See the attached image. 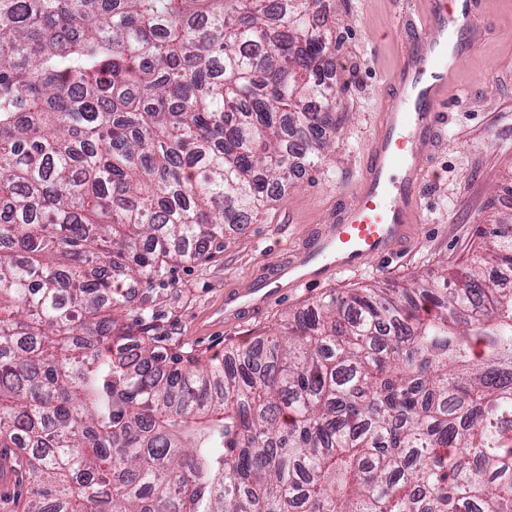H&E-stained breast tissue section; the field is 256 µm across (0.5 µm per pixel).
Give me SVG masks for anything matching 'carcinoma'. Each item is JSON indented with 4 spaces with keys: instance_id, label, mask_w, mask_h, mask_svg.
<instances>
[{
    "instance_id": "1",
    "label": "carcinoma",
    "mask_w": 512,
    "mask_h": 512,
    "mask_svg": "<svg viewBox=\"0 0 512 512\" xmlns=\"http://www.w3.org/2000/svg\"><path fill=\"white\" fill-rule=\"evenodd\" d=\"M323 0H0V448L23 512H512V213L220 359L128 290L334 144Z\"/></svg>"
}]
</instances>
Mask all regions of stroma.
Segmentation results:
<instances>
[{"instance_id":"1","label":"stroma","mask_w":512,"mask_h":512,"mask_svg":"<svg viewBox=\"0 0 512 512\" xmlns=\"http://www.w3.org/2000/svg\"><path fill=\"white\" fill-rule=\"evenodd\" d=\"M336 32V142L317 165L297 169L245 232L224 246L131 291L148 307L145 333L169 352L206 359L278 328L285 314L336 289L404 283L416 275L461 272L485 245L488 224L512 211V0H480L486 37L462 48L448 89L447 143L430 160L423 221L409 249L384 263L292 289L261 314L224 320V297L271 274L275 259L301 248L307 233L344 201L361 173L375 114L400 63L414 15L409 0H327Z\"/></svg>"}]
</instances>
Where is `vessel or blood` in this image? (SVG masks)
Here are the masks:
<instances>
[{
    "mask_svg": "<svg viewBox=\"0 0 512 512\" xmlns=\"http://www.w3.org/2000/svg\"><path fill=\"white\" fill-rule=\"evenodd\" d=\"M421 35L406 46L392 75L394 97L375 118L367 160L348 202L337 206L298 257L277 264L271 281L252 284L224 302L231 317L267 308L288 289L358 271L397 252L421 223L429 160L446 142L448 81L462 41L481 35L479 0H427Z\"/></svg>",
    "mask_w": 512,
    "mask_h": 512,
    "instance_id": "vessel-or-blood-1",
    "label": "vessel or blood"
}]
</instances>
